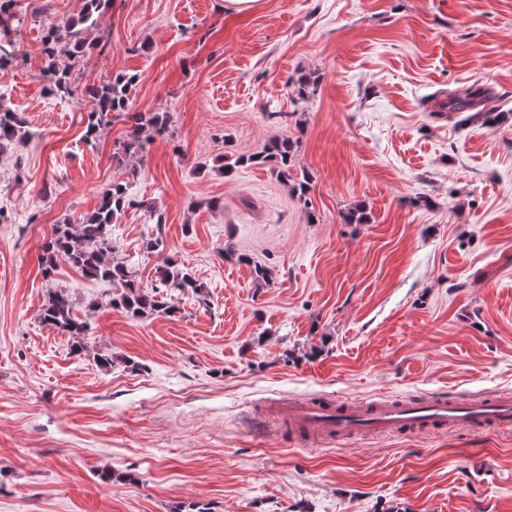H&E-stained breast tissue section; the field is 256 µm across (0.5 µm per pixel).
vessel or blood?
<instances>
[{
  "mask_svg": "<svg viewBox=\"0 0 512 512\" xmlns=\"http://www.w3.org/2000/svg\"><path fill=\"white\" fill-rule=\"evenodd\" d=\"M262 413L318 439L395 436L432 428L452 430L466 423L483 432L512 424V396L434 395L395 402L346 404L325 398H289L265 402Z\"/></svg>",
  "mask_w": 512,
  "mask_h": 512,
  "instance_id": "obj_1",
  "label": "vessel or blood"
}]
</instances>
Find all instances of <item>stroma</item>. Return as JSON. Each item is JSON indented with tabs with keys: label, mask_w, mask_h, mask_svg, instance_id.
<instances>
[{
	"label": "stroma",
	"mask_w": 512,
	"mask_h": 512,
	"mask_svg": "<svg viewBox=\"0 0 512 512\" xmlns=\"http://www.w3.org/2000/svg\"><path fill=\"white\" fill-rule=\"evenodd\" d=\"M83 4L18 0L0 70L28 131L0 154V512H512V426L303 446L254 416L289 397L512 393V0H111L90 33L108 48L50 93L43 28ZM111 73L137 74L133 111L170 117L131 166L112 159L127 118L85 138L84 88ZM479 85L497 121L438 111ZM283 135L310 203L270 167L218 168ZM115 182L136 204L113 258L150 284L166 257L202 285L173 292L177 316L105 307L111 286L65 263L41 273L52 225ZM359 203L369 223H346ZM54 290L81 314L102 302L87 351L41 324Z\"/></svg>",
	"instance_id": "35a3bbf8"
}]
</instances>
